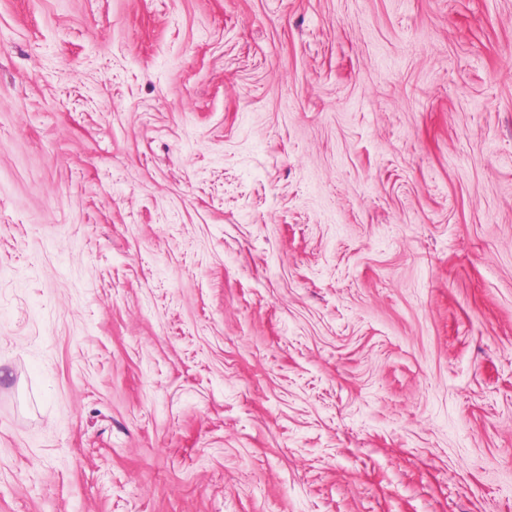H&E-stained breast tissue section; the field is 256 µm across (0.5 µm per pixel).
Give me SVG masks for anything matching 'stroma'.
<instances>
[{
    "instance_id": "stroma-1",
    "label": "stroma",
    "mask_w": 512,
    "mask_h": 512,
    "mask_svg": "<svg viewBox=\"0 0 512 512\" xmlns=\"http://www.w3.org/2000/svg\"><path fill=\"white\" fill-rule=\"evenodd\" d=\"M0 512H512V0H0Z\"/></svg>"
}]
</instances>
